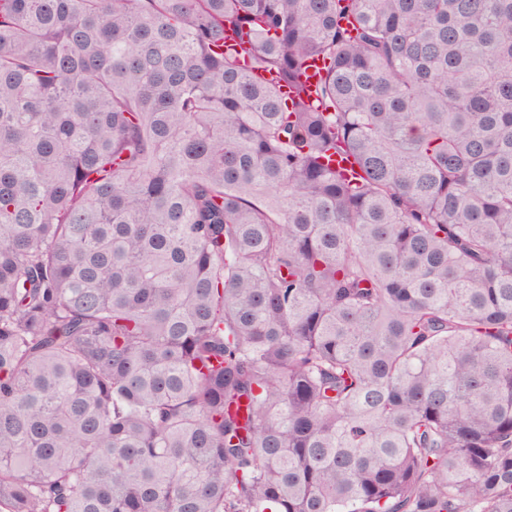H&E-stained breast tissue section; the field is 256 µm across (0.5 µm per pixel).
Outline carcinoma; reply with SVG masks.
<instances>
[{"mask_svg": "<svg viewBox=\"0 0 512 512\" xmlns=\"http://www.w3.org/2000/svg\"><path fill=\"white\" fill-rule=\"evenodd\" d=\"M0 512H512V0H0Z\"/></svg>", "mask_w": 512, "mask_h": 512, "instance_id": "cac0c4a2", "label": "carcinoma"}]
</instances>
